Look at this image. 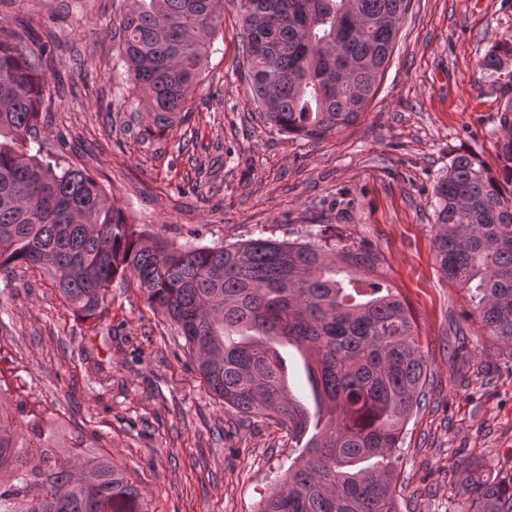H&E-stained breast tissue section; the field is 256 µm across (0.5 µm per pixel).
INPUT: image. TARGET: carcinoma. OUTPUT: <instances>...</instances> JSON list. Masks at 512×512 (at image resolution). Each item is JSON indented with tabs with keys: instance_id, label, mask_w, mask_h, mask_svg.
<instances>
[{
	"instance_id": "carcinoma-1",
	"label": "carcinoma",
	"mask_w": 512,
	"mask_h": 512,
	"mask_svg": "<svg viewBox=\"0 0 512 512\" xmlns=\"http://www.w3.org/2000/svg\"><path fill=\"white\" fill-rule=\"evenodd\" d=\"M411 0H236L246 83L280 134L320 139L357 120L375 95ZM224 0H130L118 23L129 90L162 135L193 94ZM54 45L0 21V279L17 266L50 275L86 318L112 279L131 273L184 337L224 406L277 424L299 454L261 512H401L404 427L425 397L428 364L412 315L363 245L250 239L171 248L137 232L83 172L39 159L35 142ZM512 39L479 63L498 72ZM501 178L457 153L435 187L437 260L470 293L482 327L512 348V137ZM305 353L315 411L295 399L279 346ZM316 433L307 436L310 428ZM45 413L0 398V512H148L112 455L51 444ZM468 512H512V475L457 467Z\"/></svg>"
}]
</instances>
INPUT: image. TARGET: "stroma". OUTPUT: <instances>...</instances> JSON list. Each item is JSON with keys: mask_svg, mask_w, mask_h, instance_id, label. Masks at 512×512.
<instances>
[{"mask_svg": "<svg viewBox=\"0 0 512 512\" xmlns=\"http://www.w3.org/2000/svg\"><path fill=\"white\" fill-rule=\"evenodd\" d=\"M128 0H0L54 41L41 157L83 171L136 228L175 245L251 238L366 244L385 259L429 366L427 398L400 450L402 512H461L456 463L512 467V350L473 317L436 260L435 186L458 151L499 172L512 135V63L477 62L512 39V0H412L375 97L321 139L269 130L247 93L242 24L225 4L185 121L144 136L114 25ZM0 356L56 442L111 454L149 512H260L297 451L279 426L245 418L207 389L185 341L115 276L101 316L83 319L42 270L0 286ZM507 57H512V39L502 40L493 46L480 61V71L497 73Z\"/></svg>", "mask_w": 512, "mask_h": 512, "instance_id": "35a3bbf8", "label": "stroma"}]
</instances>
